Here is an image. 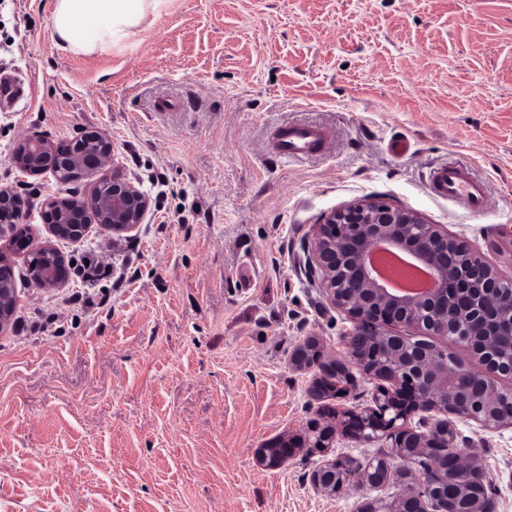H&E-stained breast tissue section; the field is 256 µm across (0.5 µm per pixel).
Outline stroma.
<instances>
[{
  "label": "stroma",
  "instance_id": "35a3bbf8",
  "mask_svg": "<svg viewBox=\"0 0 512 512\" xmlns=\"http://www.w3.org/2000/svg\"><path fill=\"white\" fill-rule=\"evenodd\" d=\"M53 0H0V186L24 208L90 200L95 178L27 176L15 140L105 132L147 192L139 230L89 225L81 240L32 225L70 260L56 288L12 256L17 304L0 331V512H359L311 476L323 459L384 457L387 440L336 435L280 468L257 450L305 442L324 407L362 410L376 379L314 400L317 369L291 361L315 337L347 359L353 323L303 261L319 218L372 198L406 206L512 275V0H166L112 49L73 54ZM290 125L322 143L288 161ZM455 163L484 184L481 214L433 196ZM106 271L86 281V262ZM498 512H512V427L456 420Z\"/></svg>",
  "mask_w": 512,
  "mask_h": 512
}]
</instances>
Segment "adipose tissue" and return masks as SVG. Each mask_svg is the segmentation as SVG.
Returning a JSON list of instances; mask_svg holds the SVG:
<instances>
[{
    "instance_id": "ef3b65f1",
    "label": "adipose tissue",
    "mask_w": 512,
    "mask_h": 512,
    "mask_svg": "<svg viewBox=\"0 0 512 512\" xmlns=\"http://www.w3.org/2000/svg\"><path fill=\"white\" fill-rule=\"evenodd\" d=\"M164 0H53L51 22L61 49L89 54L126 39Z\"/></svg>"
}]
</instances>
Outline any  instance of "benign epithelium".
I'll use <instances>...</instances> for the list:
<instances>
[{
    "instance_id": "obj_1",
    "label": "benign epithelium",
    "mask_w": 512,
    "mask_h": 512,
    "mask_svg": "<svg viewBox=\"0 0 512 512\" xmlns=\"http://www.w3.org/2000/svg\"><path fill=\"white\" fill-rule=\"evenodd\" d=\"M55 153V143L26 135L15 142L10 159L26 174L55 175L57 169L68 168L92 177L110 162L112 143L103 132L90 129L68 141L66 153L56 161L46 160ZM105 182L107 194L94 195L85 210L70 209L62 199L49 200L41 223L55 236L61 235L58 224H69L73 241L82 239L84 225L91 223L117 235L135 232L149 211V196L115 166ZM19 222V204L1 186L0 232L11 229L12 249L25 256L46 249L34 245L30 236H18ZM378 251L401 252L412 264L428 269L433 288L421 294L394 292L372 267ZM57 261L38 272L39 286L56 288L66 282V260L60 255ZM306 267L331 305L354 322L346 336L351 360L381 381L371 407L360 412L327 409L326 422L315 428L310 447L322 452L338 433L359 441L385 438L397 457L429 462L428 468L414 472L394 470L384 458L352 465L337 458L324 460L313 471V485L335 497L349 487L377 488L397 477L405 486L399 496L369 499L360 512H497L480 459L456 448L455 420L473 419L490 429L512 427V276L502 275L442 225L427 223L409 208L370 199L322 216L314 226ZM401 327H414L418 334H403ZM437 335L448 337L485 373L466 369L447 350L426 340ZM291 363L321 372L310 389L316 400L342 398L353 384L348 364L329 357L313 337L297 345ZM465 375L472 385L464 391L459 381ZM498 379L511 384L499 386ZM417 413H435L442 419L430 431L419 432L410 424ZM294 449L291 439L276 437L258 449V458L264 466L277 468ZM450 471L461 476L453 508L448 507Z\"/></svg>"
}]
</instances>
